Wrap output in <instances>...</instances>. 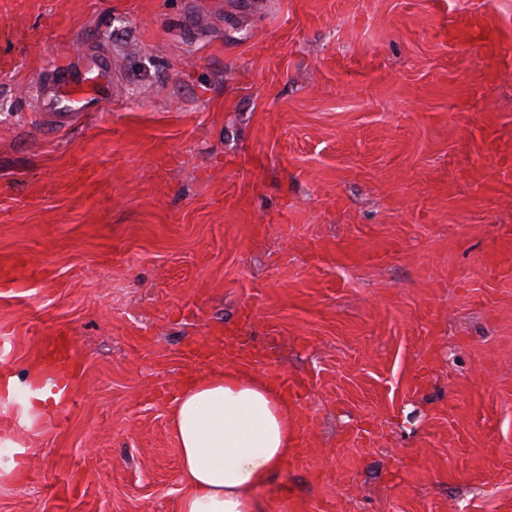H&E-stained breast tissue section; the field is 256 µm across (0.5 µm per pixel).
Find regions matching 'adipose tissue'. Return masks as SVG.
Segmentation results:
<instances>
[{"label":"adipose tissue","instance_id":"adipose-tissue-1","mask_svg":"<svg viewBox=\"0 0 512 512\" xmlns=\"http://www.w3.org/2000/svg\"><path fill=\"white\" fill-rule=\"evenodd\" d=\"M172 420L187 485L179 512H273L266 491L293 452L294 425L263 375L211 370L178 395Z\"/></svg>","mask_w":512,"mask_h":512}]
</instances>
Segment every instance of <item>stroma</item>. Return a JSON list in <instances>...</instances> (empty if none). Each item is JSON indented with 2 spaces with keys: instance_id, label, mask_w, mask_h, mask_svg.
I'll use <instances>...</instances> for the list:
<instances>
[{
  "instance_id": "1",
  "label": "stroma",
  "mask_w": 512,
  "mask_h": 512,
  "mask_svg": "<svg viewBox=\"0 0 512 512\" xmlns=\"http://www.w3.org/2000/svg\"><path fill=\"white\" fill-rule=\"evenodd\" d=\"M185 9L0 0V254L45 272L0 287V363L18 407L42 336L82 365L68 404L0 431V512H178L155 390L217 324L307 385L289 498L512 512V265L483 262L512 234V0H224L197 41ZM469 12L504 64L448 43ZM99 52L111 101L43 130L35 86ZM78 165L96 192L67 190Z\"/></svg>"
}]
</instances>
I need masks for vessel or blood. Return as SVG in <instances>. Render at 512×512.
I'll return each instance as SVG.
<instances>
[{
    "label": "vessel or blood",
    "instance_id": "1",
    "mask_svg": "<svg viewBox=\"0 0 512 512\" xmlns=\"http://www.w3.org/2000/svg\"><path fill=\"white\" fill-rule=\"evenodd\" d=\"M448 40L456 44H476L486 57L494 58L499 54L498 33L488 29L483 16L478 13L449 21ZM111 97V59L102 56L88 60L84 65L54 69L51 85L37 91L35 110L45 129L66 130L84 113L97 111L100 104ZM41 275V269H23L16 256H0V283L21 288ZM218 356L223 357L225 364L237 367H253L259 363L256 351L237 335L235 329L215 325L200 343L191 346L188 357L193 365L204 366ZM37 361L44 381L61 391L63 401H70L69 386L81 370L70 336L57 330L42 337ZM272 383L288 403L302 401L305 385L301 380L276 377Z\"/></svg>",
    "mask_w": 512,
    "mask_h": 512
}]
</instances>
